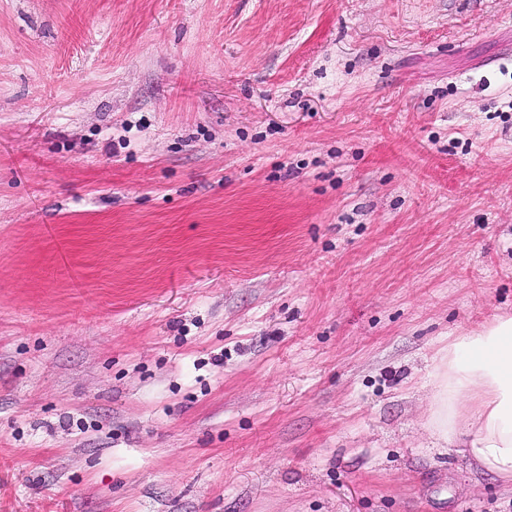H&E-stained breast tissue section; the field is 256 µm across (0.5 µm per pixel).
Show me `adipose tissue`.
<instances>
[{"instance_id":"ef3b65f1","label":"adipose tissue","mask_w":512,"mask_h":512,"mask_svg":"<svg viewBox=\"0 0 512 512\" xmlns=\"http://www.w3.org/2000/svg\"><path fill=\"white\" fill-rule=\"evenodd\" d=\"M429 428L512 481V316L461 333L439 362Z\"/></svg>"}]
</instances>
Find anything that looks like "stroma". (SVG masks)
I'll return each instance as SVG.
<instances>
[{
  "label": "stroma",
  "instance_id": "35a3bbf8",
  "mask_svg": "<svg viewBox=\"0 0 512 512\" xmlns=\"http://www.w3.org/2000/svg\"><path fill=\"white\" fill-rule=\"evenodd\" d=\"M496 314L512 0H0V512H512ZM429 428L485 471L512 481V316H497L448 344Z\"/></svg>",
  "mask_w": 512,
  "mask_h": 512
}]
</instances>
